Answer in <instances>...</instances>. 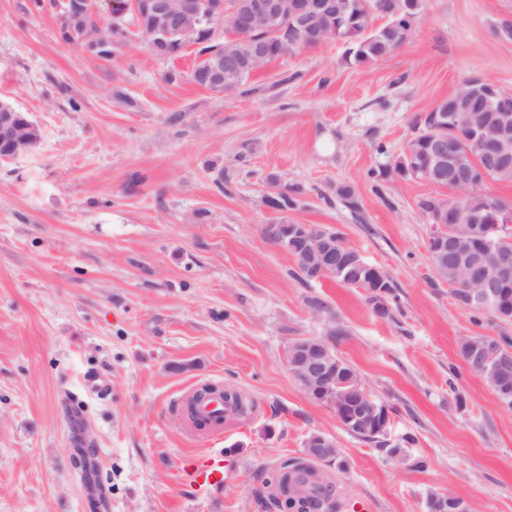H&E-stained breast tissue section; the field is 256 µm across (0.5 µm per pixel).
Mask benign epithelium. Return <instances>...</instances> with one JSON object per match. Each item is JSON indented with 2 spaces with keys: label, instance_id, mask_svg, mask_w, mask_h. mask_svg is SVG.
<instances>
[{
  "label": "benign epithelium",
  "instance_id": "benign-epithelium-1",
  "mask_svg": "<svg viewBox=\"0 0 512 512\" xmlns=\"http://www.w3.org/2000/svg\"><path fill=\"white\" fill-rule=\"evenodd\" d=\"M182 14L172 13L167 0H87L89 12L111 15L116 18L129 13L141 19L151 16V32L157 43L166 42L173 36H183L181 48L195 46L197 42L186 37L181 16L194 23L210 26L214 22L226 25L240 35L254 26L269 30H280L288 26V43L295 44L323 29L325 19L342 16L347 12L344 0H252L250 7L240 13H232L230 3H224V10L215 12L206 6L205 0H182ZM265 57L262 44L254 42L247 58L224 59L218 54L217 65L210 67V84L221 85L222 70L238 72L251 69ZM471 93L482 95L488 104L486 112L473 123L465 124L460 114L448 116L450 123L469 135L468 144L460 145L448 138L431 134L426 153L428 175L423 181L437 188H443L440 181L446 179L455 185H474L477 176L487 178L489 173H500L512 166V98L500 97L494 90L497 86L479 77L470 78ZM34 128L32 122L19 108L7 101H0V160H11L19 155L21 140L25 133ZM483 217L463 209L457 215L454 225L448 227L440 217H434L432 232L428 239V252L432 258L438 278L447 281L448 256H455V267L462 272L461 282L468 288V304L480 309L502 310V285L512 279V252L501 249L492 239H485L483 246L484 263L477 269L469 261L471 245L464 243L461 233L473 238ZM299 237L309 241L303 246L300 260L313 273L326 267L345 265L351 261L360 264L377 281L386 279L383 271L366 262L363 257H351L339 247L336 236L323 230L317 224L298 225ZM478 348L480 367L468 365V369L482 377L487 372L486 364L498 352L492 339L474 337ZM286 365L290 375L306 395L323 405L338 408L333 379L338 362L330 344L317 338H299L288 347ZM343 428L357 427L388 434L391 415L388 406L379 401L364 385H359L346 396V408L336 414ZM335 442L328 436L315 433L304 443V455L309 459H326L323 448H333ZM439 512H469L468 500L456 494H449L439 504Z\"/></svg>",
  "mask_w": 512,
  "mask_h": 512
}]
</instances>
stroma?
Segmentation results:
<instances>
[{
	"label": "stroma",
	"mask_w": 512,
	"mask_h": 512,
	"mask_svg": "<svg viewBox=\"0 0 512 512\" xmlns=\"http://www.w3.org/2000/svg\"><path fill=\"white\" fill-rule=\"evenodd\" d=\"M61 6L0 0V99L41 130L0 161V512H274L268 471L314 433L339 452V512H428L446 493L512 512V409L458 353L465 336L512 341V322L456 303L418 207L432 188L393 170L464 79L512 91V0H424L373 64L332 39L224 93L191 81L192 48L158 57L130 31L103 60L63 42ZM271 174L302 187L294 209L267 208ZM273 221L343 233L394 284L388 314L369 290L301 282L262 233ZM335 328L391 411L387 446L288 372L291 341ZM206 384L253 408L194 439L181 404ZM199 453L223 454L221 490L186 481Z\"/></svg>",
	"instance_id": "stroma-1"
}]
</instances>
